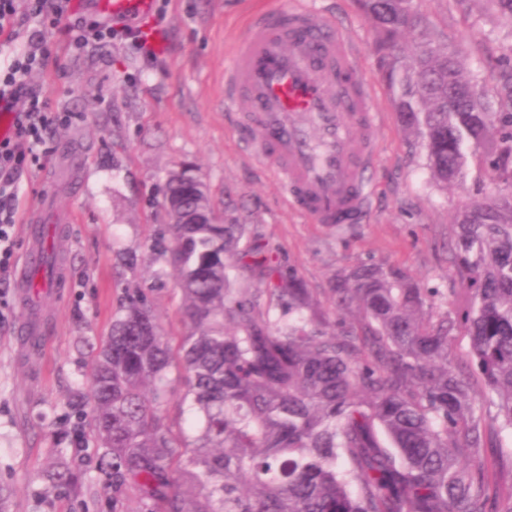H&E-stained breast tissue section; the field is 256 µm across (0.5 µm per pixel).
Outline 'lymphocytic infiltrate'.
Listing matches in <instances>:
<instances>
[{"instance_id": "obj_1", "label": "lymphocytic infiltrate", "mask_w": 512, "mask_h": 512, "mask_svg": "<svg viewBox=\"0 0 512 512\" xmlns=\"http://www.w3.org/2000/svg\"><path fill=\"white\" fill-rule=\"evenodd\" d=\"M68 0H0V44L10 60L0 61V96L15 107L13 133L0 139V284L15 262V226L19 222L20 173L40 166L49 131L71 124L69 112L51 111L47 99L33 89L32 75L47 57L44 29L55 25Z\"/></svg>"}]
</instances>
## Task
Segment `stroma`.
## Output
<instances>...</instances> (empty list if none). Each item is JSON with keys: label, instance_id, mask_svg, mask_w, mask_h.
<instances>
[{"label": "stroma", "instance_id": "obj_1", "mask_svg": "<svg viewBox=\"0 0 512 512\" xmlns=\"http://www.w3.org/2000/svg\"><path fill=\"white\" fill-rule=\"evenodd\" d=\"M333 17L360 49L358 68L378 81L375 30L354 0H309ZM293 0H156L153 16L169 49L155 61L129 42L70 48L47 35L49 58L32 77L52 111L73 113L49 136L43 169L19 179L20 212L47 207L62 216L70 240L67 286L43 306L53 330L26 354L17 334L20 309L12 284L0 286V512H144L134 484L112 485V460L97 448L85 406L98 346L112 332L129 295L152 301L166 335L185 331L173 279H157L147 261L168 222L163 188L182 168L204 180L224 221L255 225L273 252L297 269L321 304L336 273L361 262L390 263L448 295L467 293L453 270L455 213L495 189L469 167L462 184L436 189L419 138L402 131L386 90L376 187L363 223L337 232L284 204L282 183L245 154L224 110V72L249 18ZM434 29L461 51L465 69L498 89L512 67V28L482 0H415Z\"/></svg>", "mask_w": 512, "mask_h": 512}]
</instances>
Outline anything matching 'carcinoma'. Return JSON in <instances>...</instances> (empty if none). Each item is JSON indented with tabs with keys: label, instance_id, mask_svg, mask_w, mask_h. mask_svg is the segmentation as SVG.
<instances>
[{
	"label": "carcinoma",
	"instance_id": "carcinoma-1",
	"mask_svg": "<svg viewBox=\"0 0 512 512\" xmlns=\"http://www.w3.org/2000/svg\"><path fill=\"white\" fill-rule=\"evenodd\" d=\"M403 130L425 142L440 188L469 160L501 189L456 216L447 295L388 263L338 272L321 307L266 254L251 224H169L152 240L180 291L187 331L172 344L151 301L129 298L91 373L93 438L112 482L150 512H512V448L484 461V404L512 430V79L492 102L414 0H356ZM247 270L263 290L238 288ZM463 329L485 383L456 370ZM198 419L165 422L170 372Z\"/></svg>",
	"mask_w": 512,
	"mask_h": 512
}]
</instances>
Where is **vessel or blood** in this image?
Returning a JSON list of instances; mask_svg holds the SVG:
<instances>
[{
	"label": "vessel or blood",
	"mask_w": 512,
	"mask_h": 512,
	"mask_svg": "<svg viewBox=\"0 0 512 512\" xmlns=\"http://www.w3.org/2000/svg\"><path fill=\"white\" fill-rule=\"evenodd\" d=\"M156 0H97L113 25L150 17ZM224 95L235 110L240 139L285 182L289 207L309 221L335 228L368 213L373 189L366 178L375 165L380 117L372 110L375 88L358 73V50L331 19L298 5L256 14ZM26 249L17 280L20 335L41 339L51 328L39 300L53 285L35 288L33 273L49 251H66L62 225L46 226L33 212L25 227Z\"/></svg>",
	"instance_id": "vessel-or-blood-1"
}]
</instances>
